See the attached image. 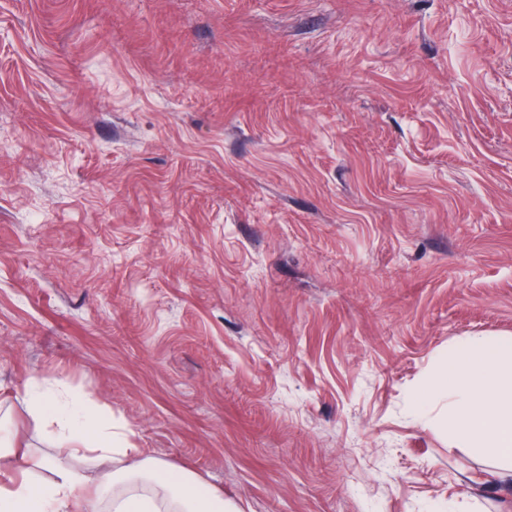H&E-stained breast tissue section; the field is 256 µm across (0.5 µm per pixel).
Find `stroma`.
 Listing matches in <instances>:
<instances>
[{"instance_id":"stroma-1","label":"stroma","mask_w":512,"mask_h":512,"mask_svg":"<svg viewBox=\"0 0 512 512\" xmlns=\"http://www.w3.org/2000/svg\"><path fill=\"white\" fill-rule=\"evenodd\" d=\"M512 334V0H0V400L240 512H512L411 395Z\"/></svg>"}]
</instances>
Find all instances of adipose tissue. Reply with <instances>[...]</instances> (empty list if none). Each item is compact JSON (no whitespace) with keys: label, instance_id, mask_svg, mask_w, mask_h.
<instances>
[{"label":"adipose tissue","instance_id":"ef3b65f1","mask_svg":"<svg viewBox=\"0 0 512 512\" xmlns=\"http://www.w3.org/2000/svg\"><path fill=\"white\" fill-rule=\"evenodd\" d=\"M439 405L449 442L489 458L498 480L512 479V336L449 345L412 395L416 411ZM26 409L52 445L39 462L51 477L38 479L18 462L0 426V512H239L189 472L141 454L79 393L34 382Z\"/></svg>","mask_w":512,"mask_h":512}]
</instances>
